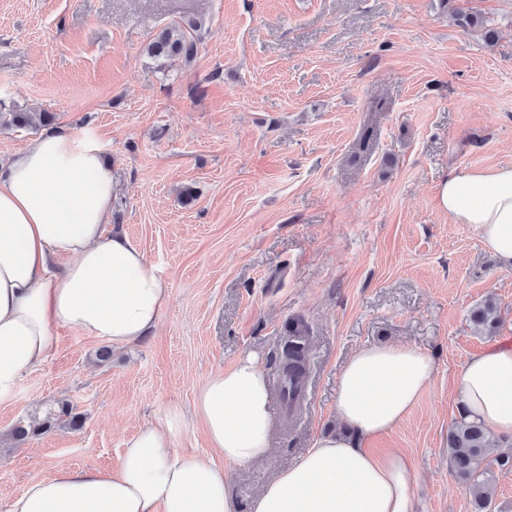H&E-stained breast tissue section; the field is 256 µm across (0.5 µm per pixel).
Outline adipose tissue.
I'll list each match as a JSON object with an SVG mask.
<instances>
[{
	"label": "adipose tissue",
	"instance_id": "obj_1",
	"mask_svg": "<svg viewBox=\"0 0 512 512\" xmlns=\"http://www.w3.org/2000/svg\"><path fill=\"white\" fill-rule=\"evenodd\" d=\"M114 182L100 138L49 129L0 163V398L42 366L53 328L123 345L149 334L170 300L166 280L127 237L107 236ZM441 209L468 224L512 267V165L453 168ZM65 259L62 271L53 258ZM434 358L414 346H365L346 360L334 432L279 470L249 512H415L408 458L371 453L369 439L407 417L427 390ZM467 421L512 437V343L471 356L455 379ZM266 372L252 354L199 385L195 416L209 454L178 450L169 412L126 443L117 470L62 469L12 496L7 512H236L229 465L264 459L272 429Z\"/></svg>",
	"mask_w": 512,
	"mask_h": 512
}]
</instances>
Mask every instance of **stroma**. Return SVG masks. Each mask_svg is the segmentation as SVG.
I'll use <instances>...</instances> for the list:
<instances>
[{"label":"stroma","instance_id":"35a3bbf8","mask_svg":"<svg viewBox=\"0 0 512 512\" xmlns=\"http://www.w3.org/2000/svg\"><path fill=\"white\" fill-rule=\"evenodd\" d=\"M455 8L485 17L497 43L456 26ZM191 18L197 55L160 71L146 45ZM0 99L107 143L105 230L171 288L156 328L128 344L54 327L53 355L0 399V494L62 468L117 469L169 411L175 447L207 452L200 382L252 351L277 383L296 338L304 400L291 413L272 396L266 458L227 467L238 512L336 428L341 367L372 344L436 362L374 447L408 456L417 512H472L448 467L453 380L512 341V267L449 221L437 191L454 167L512 164V0H0ZM488 298L492 334L470 319ZM64 403L80 427L57 419ZM19 423L41 432L17 442Z\"/></svg>","mask_w":512,"mask_h":512}]
</instances>
